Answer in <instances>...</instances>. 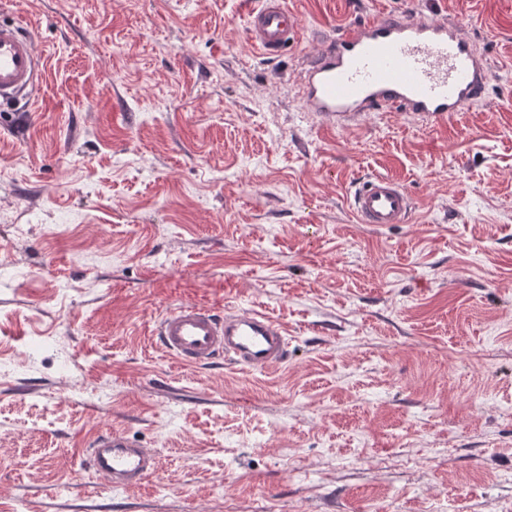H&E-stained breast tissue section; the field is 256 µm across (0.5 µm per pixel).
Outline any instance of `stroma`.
I'll use <instances>...</instances> for the list:
<instances>
[{
  "mask_svg": "<svg viewBox=\"0 0 512 512\" xmlns=\"http://www.w3.org/2000/svg\"><path fill=\"white\" fill-rule=\"evenodd\" d=\"M284 3L267 58L260 0H0L45 56L0 112V512H512V0ZM406 7L473 39L482 100L307 112L326 38ZM376 173L411 223L356 222ZM185 302L274 316L287 362L182 366L152 330ZM107 429L156 475H95ZM250 40L268 57H276L299 36L297 17L281 0H263L247 18Z\"/></svg>",
  "mask_w": 512,
  "mask_h": 512,
  "instance_id": "35a3bbf8",
  "label": "stroma"
}]
</instances>
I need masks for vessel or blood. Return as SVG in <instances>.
I'll use <instances>...</instances> for the list:
<instances>
[{"label": "vessel or blood", "mask_w": 512, "mask_h": 512, "mask_svg": "<svg viewBox=\"0 0 512 512\" xmlns=\"http://www.w3.org/2000/svg\"><path fill=\"white\" fill-rule=\"evenodd\" d=\"M250 40L270 57L299 36L297 17L283 0H262L247 18ZM43 58L34 39L0 22V105L34 96ZM488 63L461 27L404 10L344 26L306 69V111L330 127L347 128L372 112H407L426 125L449 123L482 99ZM358 223L406 224L415 203L401 181L373 174L352 191ZM154 334L178 363L202 367L223 360L246 371H264L288 359V332L274 318L253 310H225L184 303L166 311ZM95 474L113 487H133L158 468L156 456L125 434L108 431L91 442Z\"/></svg>", "instance_id": "obj_1"}]
</instances>
